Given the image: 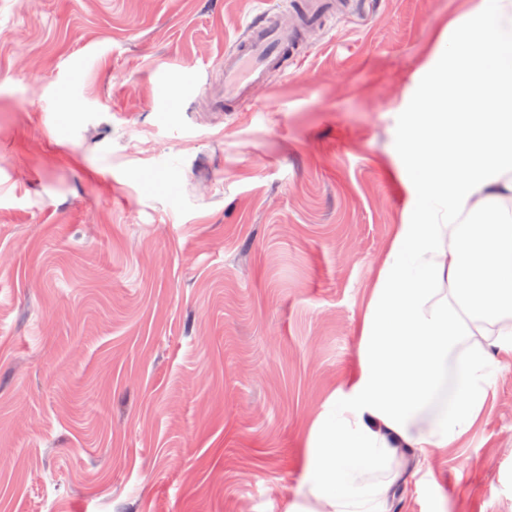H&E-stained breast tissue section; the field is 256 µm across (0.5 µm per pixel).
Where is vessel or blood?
<instances>
[{"instance_id": "b4317fda", "label": "vessel or blood", "mask_w": 512, "mask_h": 512, "mask_svg": "<svg viewBox=\"0 0 512 512\" xmlns=\"http://www.w3.org/2000/svg\"><path fill=\"white\" fill-rule=\"evenodd\" d=\"M349 7L348 0H288L282 15L260 8L224 49L219 74L209 88L214 115L241 111L244 104L251 102L255 91L267 85L272 72L300 64L305 34L345 13ZM99 63V57L92 55L72 65L69 82L75 96L84 95L85 75Z\"/></svg>"}]
</instances>
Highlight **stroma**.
I'll list each match as a JSON object with an SVG mask.
<instances>
[{
    "mask_svg": "<svg viewBox=\"0 0 512 512\" xmlns=\"http://www.w3.org/2000/svg\"><path fill=\"white\" fill-rule=\"evenodd\" d=\"M462 4L356 0L220 120L184 79L257 0H0V512L300 501L310 430L421 203L398 146ZM95 54L92 102L67 111ZM401 461L390 512H512V364L471 432ZM100 59L96 55L86 56L76 61L69 72V82L76 97L85 95L84 78L86 73L99 65Z\"/></svg>",
    "mask_w": 512,
    "mask_h": 512,
    "instance_id": "35a3bbf8",
    "label": "stroma"
}]
</instances>
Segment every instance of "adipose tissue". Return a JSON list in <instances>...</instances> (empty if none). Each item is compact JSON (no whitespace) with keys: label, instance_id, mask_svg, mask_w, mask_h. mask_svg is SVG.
I'll use <instances>...</instances> for the list:
<instances>
[{"label":"adipose tissue","instance_id":"ef3b65f1","mask_svg":"<svg viewBox=\"0 0 512 512\" xmlns=\"http://www.w3.org/2000/svg\"><path fill=\"white\" fill-rule=\"evenodd\" d=\"M447 36L400 147L424 202L395 227L290 512H389L400 448L468 432L512 362V0H469Z\"/></svg>","mask_w":512,"mask_h":512}]
</instances>
